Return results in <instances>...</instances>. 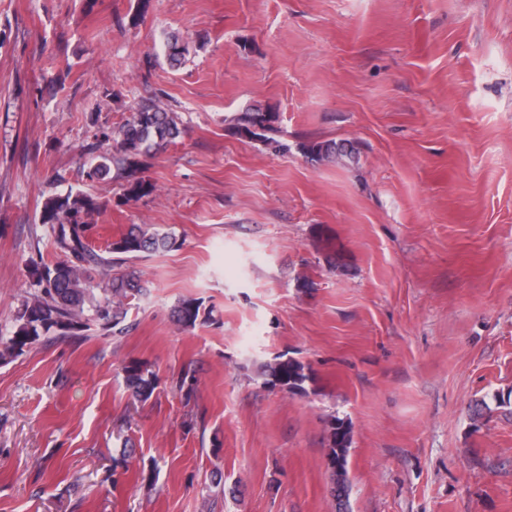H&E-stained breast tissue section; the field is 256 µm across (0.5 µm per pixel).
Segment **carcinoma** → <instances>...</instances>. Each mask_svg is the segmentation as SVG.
<instances>
[{
  "label": "carcinoma",
  "mask_w": 512,
  "mask_h": 512,
  "mask_svg": "<svg viewBox=\"0 0 512 512\" xmlns=\"http://www.w3.org/2000/svg\"><path fill=\"white\" fill-rule=\"evenodd\" d=\"M163 53L169 67L182 65L189 54V42L178 33H168L163 40ZM227 130L241 138L263 143L274 152L288 150L279 138V115L258 105L225 117ZM183 133L182 120L175 112L155 102L139 105L122 123L104 128L96 142L85 151L82 173L94 183L106 179L112 170L125 181L123 199L129 203L149 195L153 186L142 177L147 160L162 152ZM338 141H309L298 144L305 156L322 160L325 153L336 151ZM103 207L88 193L70 189L65 194H52L45 200L39 222L47 226L48 237L59 260L42 263L34 269L37 293L23 302L9 334L0 332V360L22 354L42 338L78 336L88 323L121 335L128 329L131 302L144 295L146 287L138 271L131 267L108 279L95 281L92 272L108 267L112 259L103 256L91 244L94 228L91 217ZM177 243L173 233L132 224L123 236L110 243L107 253L155 254L169 251ZM200 305L194 300L178 303L172 311L173 322L193 327L199 318ZM266 382L286 389H299L310 378L307 367L289 358L263 366ZM125 385L132 399L145 401L157 385L155 374L140 363L125 367ZM351 428L341 421L331 428L328 458L337 462L331 469V495L336 512H350V481L347 453Z\"/></svg>",
  "instance_id": "carcinoma-1"
}]
</instances>
